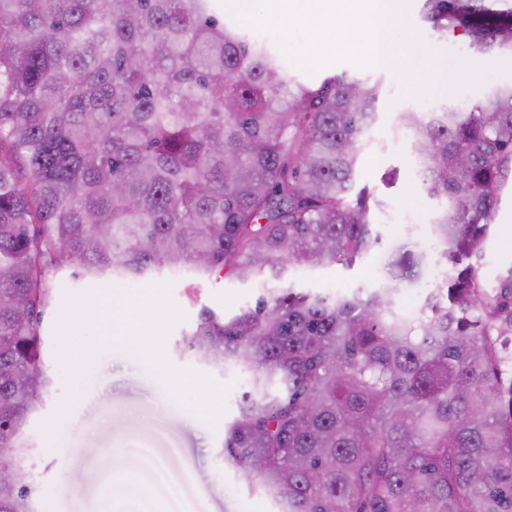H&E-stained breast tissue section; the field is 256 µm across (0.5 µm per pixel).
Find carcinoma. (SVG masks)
<instances>
[{
  "instance_id": "obj_1",
  "label": "carcinoma",
  "mask_w": 512,
  "mask_h": 512,
  "mask_svg": "<svg viewBox=\"0 0 512 512\" xmlns=\"http://www.w3.org/2000/svg\"><path fill=\"white\" fill-rule=\"evenodd\" d=\"M478 54L512 53L509 0H423ZM377 88L290 76L224 22V0H0V512H34L24 437L52 385L49 282L167 269L256 282L186 344L255 372L224 455L278 512H512V295L482 255L512 184V87L467 110L401 112L431 238L455 273L413 319L395 284L334 299L281 288L290 263L369 251L353 194Z\"/></svg>"
}]
</instances>
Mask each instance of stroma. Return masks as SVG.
Returning a JSON list of instances; mask_svg holds the SVG:
<instances>
[{
    "instance_id": "obj_1",
    "label": "stroma",
    "mask_w": 512,
    "mask_h": 512,
    "mask_svg": "<svg viewBox=\"0 0 512 512\" xmlns=\"http://www.w3.org/2000/svg\"><path fill=\"white\" fill-rule=\"evenodd\" d=\"M410 18L425 43L439 55V91L426 102L401 98L390 68L360 67L348 60L309 73L288 71L304 83L347 75L376 83L377 118L369 149L355 177L368 188L379 241L353 265L325 264L291 269L285 277L298 290L345 295L386 281L405 252L419 261L414 276L399 279L397 306L421 309L447 267L429 242V224L438 209L417 178L418 160L410 141L386 143L398 113L439 111L476 103L512 86V55L481 56L462 33L440 32L427 23L422 0H412ZM406 212L411 223L388 222L387 213ZM475 264L492 288L512 274V236L496 218L484 252ZM74 266L50 281L55 304L42 322L43 356L53 378L42 406L30 415L25 436L32 448L35 512H275L270 499L249 487L224 455V431L235 417L245 380L243 366L215 369L197 361L183 342L201 307L232 317L254 304L259 287L232 277H200L185 269L161 271L146 279H78ZM113 303L115 313L132 312L149 323L151 354L132 340L99 345L86 362L84 351L98 343L104 325L84 319L81 306ZM164 460L169 484L154 481L141 449Z\"/></svg>"
}]
</instances>
